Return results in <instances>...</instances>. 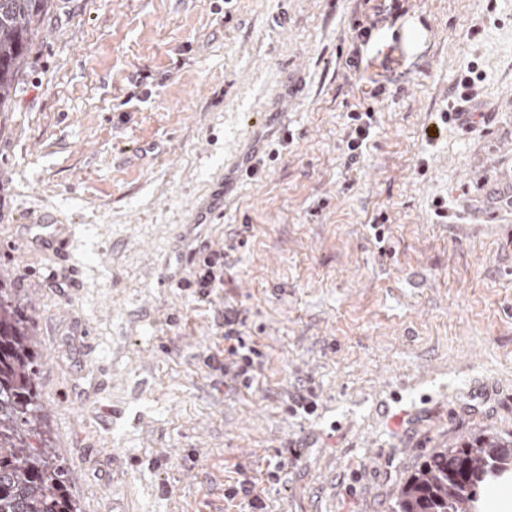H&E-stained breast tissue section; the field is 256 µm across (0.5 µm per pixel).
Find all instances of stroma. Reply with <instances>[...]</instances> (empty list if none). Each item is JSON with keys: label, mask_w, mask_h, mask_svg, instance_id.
<instances>
[{"label": "stroma", "mask_w": 512, "mask_h": 512, "mask_svg": "<svg viewBox=\"0 0 512 512\" xmlns=\"http://www.w3.org/2000/svg\"><path fill=\"white\" fill-rule=\"evenodd\" d=\"M34 216L80 286L49 287ZM0 275L76 512H249L241 477L266 512H392L435 449L512 436V0H50L0 114ZM237 312L224 310V378L243 386L247 390L259 385L261 377V353L254 342L241 336ZM256 484L251 479H243L238 480L235 485H231L227 489V493H225V498H230V500H233L236 496L242 495V498L248 499V505L251 509V511H263L265 508L264 505H258V503H261V499L257 494H255Z\"/></svg>", "instance_id": "stroma-1"}]
</instances>
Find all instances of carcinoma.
<instances>
[{
  "instance_id": "cac0c4a2",
  "label": "carcinoma",
  "mask_w": 512,
  "mask_h": 512,
  "mask_svg": "<svg viewBox=\"0 0 512 512\" xmlns=\"http://www.w3.org/2000/svg\"><path fill=\"white\" fill-rule=\"evenodd\" d=\"M49 0H0V106ZM38 356L28 319L0 281V512H75L37 407ZM512 472V440L467 439L429 454L400 488L394 512H475L489 480Z\"/></svg>"
}]
</instances>
